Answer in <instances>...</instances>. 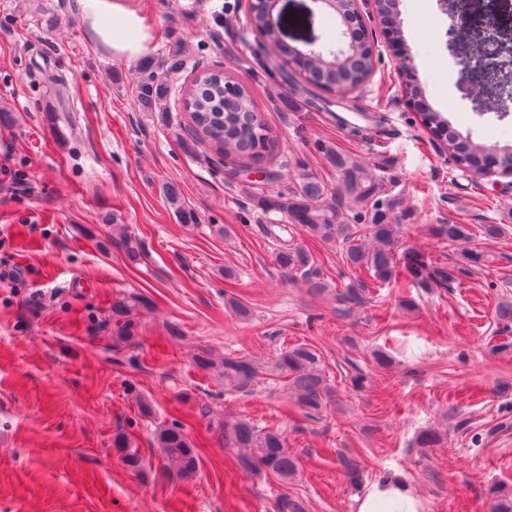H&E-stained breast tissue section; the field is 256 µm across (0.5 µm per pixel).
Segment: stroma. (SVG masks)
I'll return each mask as SVG.
<instances>
[{
	"mask_svg": "<svg viewBox=\"0 0 512 512\" xmlns=\"http://www.w3.org/2000/svg\"><path fill=\"white\" fill-rule=\"evenodd\" d=\"M152 31L147 53L130 61L97 46L78 0H0V512H275L280 494L306 512H356L364 486L404 477L423 512H488L492 487L512 488V177H476L456 166L407 102L378 21V61L370 82L318 109L289 96L270 51L247 28V2L220 16L218 0H134ZM409 64L428 103L454 127L488 145L512 140V115L479 116L460 87L439 0H403ZM53 14L61 29L44 27ZM285 43L332 39L336 23L316 0H279ZM182 55L178 87L193 72L224 67L253 90L274 136L262 167L223 157L209 145L186 151L189 122L176 95L143 111L138 84ZM366 116L372 136L349 126ZM357 158L402 199L403 245L441 263L456 254L430 234L433 224H503L501 238L474 244L487 256L447 288L406 279L375 283L281 214L255 211L309 173L336 187L325 150ZM19 172L27 190L17 189ZM176 184L182 213L163 188ZM127 226L140 257L111 242ZM279 225L277 236L263 232ZM226 226L231 238L217 233ZM295 241L331 286L365 287L342 317L329 297L287 281L275 262ZM138 294L137 339L112 352V302ZM306 343L325 360L336 399L309 415L285 392L232 395L198 368L194 355L255 358ZM392 359L378 367L375 352ZM364 373L365 389L350 384ZM152 404L141 414L137 396ZM280 428L298 471L288 483L247 472L210 415ZM182 425L199 457L196 474H173L154 443L157 424ZM435 448L416 444L426 429ZM138 449L130 469L116 435ZM360 465L352 485L342 458Z\"/></svg>",
	"mask_w": 512,
	"mask_h": 512,
	"instance_id": "35a3bbf8",
	"label": "stroma"
}]
</instances>
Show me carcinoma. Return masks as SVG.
Segmentation results:
<instances>
[{
	"label": "carcinoma",
	"instance_id": "1",
	"mask_svg": "<svg viewBox=\"0 0 512 512\" xmlns=\"http://www.w3.org/2000/svg\"><path fill=\"white\" fill-rule=\"evenodd\" d=\"M401 0H382L379 11L383 19L399 24ZM336 19L338 41L348 43L345 55L331 62L332 46L306 58L300 66H289L288 53L281 51L284 62L274 65L293 95L317 97V91L346 97L359 89L375 68L363 25L357 17L354 0H337L330 11ZM253 31L271 46L279 45L276 33L267 28L260 14L249 18ZM183 62L174 60L166 71L150 74L141 81L139 101L149 110L166 100L171 92L170 74L179 71ZM406 93L423 108L422 123L434 136L447 143L448 154L463 171L480 175V171L512 169V142L488 146L473 140L470 134L456 129L443 113L426 103L424 85L416 75L406 79ZM475 100L481 108L496 107L488 84L477 81ZM183 110L190 114L192 143L207 142L226 157H247L254 162L265 158L270 147V130L261 114L250 86L221 69H204L186 93ZM330 163L342 174V184L330 190L318 178L303 175L296 185L275 195L257 200V208L265 214L281 213L288 222L307 236L331 247L341 245L344 259L354 269H366L378 283L388 284L400 271H405L417 285L445 288L458 280L466 267L480 265L483 251L472 246L474 233L468 224H434L432 235L457 249V262L452 265L432 261L413 248H400L398 235L400 216L394 214L398 202L386 193L377 178L360 162L349 156L324 151ZM367 222L368 237L357 235L355 222ZM275 261L286 276L299 278L313 295H330L338 309L351 311L361 300L359 288H332L313 268L311 255L301 246H280ZM146 306L143 297L129 294L112 302V351L120 352L135 344L133 313ZM197 365L224 381V391L241 395L253 393L262 380H284L295 404L308 414L320 412L333 398L334 390L324 372L321 353L309 344H298L282 351L270 368L246 356H217L202 348L195 356ZM224 434V444L241 450L240 465L250 471L266 472L286 483L297 469L296 459L288 453L283 432L274 428H258L246 420L229 422L213 418ZM157 448L174 473L183 478L195 474L198 456L183 428L176 422L156 427ZM132 469L139 467L137 451L122 438L114 442ZM276 512H304L302 502L288 494L280 496ZM490 512H512V490L493 491Z\"/></svg>",
	"mask_w": 512,
	"mask_h": 512
}]
</instances>
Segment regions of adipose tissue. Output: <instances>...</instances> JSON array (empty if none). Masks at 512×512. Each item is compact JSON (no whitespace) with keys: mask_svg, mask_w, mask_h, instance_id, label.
<instances>
[{"mask_svg":"<svg viewBox=\"0 0 512 512\" xmlns=\"http://www.w3.org/2000/svg\"><path fill=\"white\" fill-rule=\"evenodd\" d=\"M91 39L112 54L133 60L152 38L143 17L127 0H79ZM357 512H420L413 487L397 475L370 484L357 499Z\"/></svg>","mask_w":512,"mask_h":512,"instance_id":"ef3b65f1","label":"adipose tissue"}]
</instances>
